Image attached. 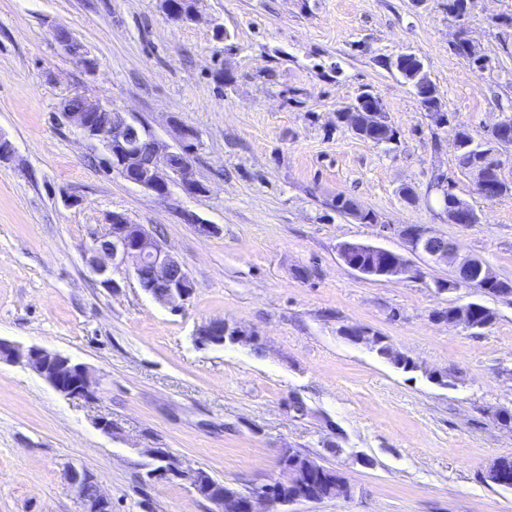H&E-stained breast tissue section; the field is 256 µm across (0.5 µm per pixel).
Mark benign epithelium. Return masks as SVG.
<instances>
[{
	"label": "benign epithelium",
	"instance_id": "1",
	"mask_svg": "<svg viewBox=\"0 0 512 512\" xmlns=\"http://www.w3.org/2000/svg\"><path fill=\"white\" fill-rule=\"evenodd\" d=\"M58 45L68 54L82 60L86 69L94 67L93 60L86 57L82 45L72 36L58 27L53 32ZM67 106L62 108L61 117L67 124L78 130L89 140L99 143L107 156L108 167L113 174L133 183L160 199L170 196V186L176 182L187 196L203 193L205 187L196 180L191 172L192 154L181 149H170L162 145L152 131L142 122L128 119L122 113L86 93H74L63 99ZM338 122L347 126L358 136L363 128L378 125L385 121L381 102L371 101L368 106L363 102L349 105L345 112H336ZM498 136L493 144L494 150L487 152L485 147L478 148L481 163L494 167L496 161L503 160L507 152L512 151V135H506L508 124L505 120L496 123ZM476 193L487 201L494 200L498 184L485 178L481 168L470 172ZM448 181L439 178L431 189L438 193V202L450 224H476L479 216L472 211L470 204L458 199L453 208H448ZM398 234L405 241L412 255L425 256L430 261L449 265L465 278H456L448 289L477 288L489 285L494 272L481 259L462 256L453 243L445 247L435 244L440 236L429 227L420 224H407L399 228ZM381 254L385 261L381 268L363 267L352 260L360 252ZM90 260L93 272L98 276L101 287L115 292L120 283L112 278V270L100 261V258L130 261L133 275L139 287L163 307L180 310L191 298L194 291L193 280L184 266L171 254L168 246L143 224H133L123 213L114 212L107 218L105 228L93 234L90 247ZM340 259L351 269L370 278H416L421 272L404 254L359 241H344L338 246ZM452 324L461 326L474 334L482 326L474 323L468 306L453 308ZM339 334L353 344L373 350L366 341L369 329L361 326H344ZM233 345H248L256 333L231 324L223 319H213L196 330V341L201 345H224V338ZM0 360L22 363L33 369L54 390L71 399L92 400L95 388L87 368L71 358L44 347H24L20 344L0 338ZM147 454L156 462L149 476L159 479L180 478L190 480L194 491L201 497L210 492L211 481L198 470L191 473L182 470L179 460L162 448H150ZM69 488L81 505V512H112V501L105 493L102 482L91 471L70 468L66 472ZM312 501V496H297L288 499L282 495L268 494L267 487H256L241 495L232 488L222 494L209 498L216 506V512H275L278 505H290L298 501Z\"/></svg>",
	"mask_w": 512,
	"mask_h": 512
}]
</instances>
